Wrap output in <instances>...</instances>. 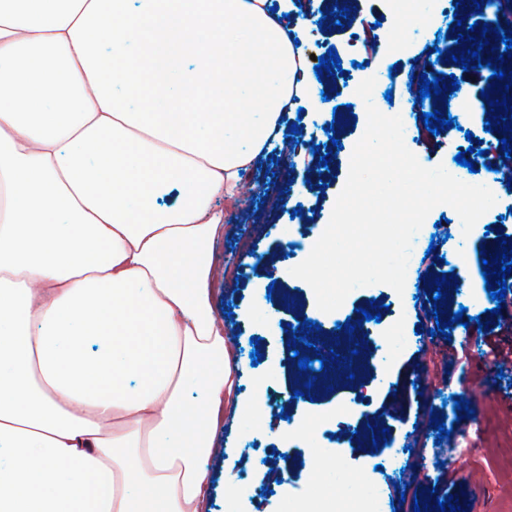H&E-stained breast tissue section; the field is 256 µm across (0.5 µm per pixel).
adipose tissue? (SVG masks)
<instances>
[{"mask_svg": "<svg viewBox=\"0 0 512 512\" xmlns=\"http://www.w3.org/2000/svg\"><path fill=\"white\" fill-rule=\"evenodd\" d=\"M272 5L0 0V512H211L224 406L261 404L212 313V202L313 87Z\"/></svg>", "mask_w": 512, "mask_h": 512, "instance_id": "adipose-tissue-1", "label": "adipose tissue"}]
</instances>
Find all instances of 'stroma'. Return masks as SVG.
I'll return each mask as SVG.
<instances>
[{
    "mask_svg": "<svg viewBox=\"0 0 512 512\" xmlns=\"http://www.w3.org/2000/svg\"><path fill=\"white\" fill-rule=\"evenodd\" d=\"M357 17L375 24L378 37L372 46L373 66L387 71L386 88L391 98H378L377 108L384 114L407 111L412 100L410 77L415 60L435 56L439 73H456L454 55L465 46L457 38L441 37L438 43L415 39V24L398 27L391 0H350ZM350 30L334 26L325 28L317 21L308 23L307 54L322 56L336 49L341 61L350 58L347 41ZM407 41L404 53L394 54L390 44ZM364 79L352 74L349 80L332 79L323 84L327 95L323 107L307 103L303 110L289 108L280 118L282 134L270 140L262 160L290 156L287 169L280 171L278 182L291 186L289 201H263L255 210L266 215L252 234L243 237L235 230V218L243 200H218L224 210V227L213 251L211 304L215 317L224 324V336L233 342L239 361L237 371L242 390H250L255 380H262L269 397L268 422L258 427L226 414L224 423L213 437L210 458L212 512H224L228 493H235L241 512H281L284 497L302 499L310 480L322 484V492L332 502L348 503L383 493L388 512H414L416 499L427 500L428 512H438L435 503L446 495L457 496L460 512H512V322L505 313L496 312L495 300L488 289H481L480 307H471V289L461 284L444 306L445 319H452L459 308H466L471 322L468 328H455L450 336L432 335L436 322L431 303L437 288L433 278L441 276L442 257L453 255L462 270L482 272L483 257L493 256L500 236L512 237V189L496 187V204L483 215L470 234H463L461 221L454 209L435 207L413 241L403 293L377 284L352 291L342 317L360 320L361 310L381 316L375 330L385 336L393 356L384 371V383L368 394L367 410L349 416L344 428L318 423L321 414L335 413L337 405L354 396L355 387L338 391L328 399L292 398L297 387L288 367V349L295 321L292 312L276 308L268 299V281L262 261L275 259L282 271L281 285L290 289L304 307L307 319L315 321L323 335H331L336 324L322 316L310 286L291 275L290 270L305 255L289 251L286 241L298 226L323 227L330 219L335 200L349 171L356 142L366 127V110L354 107V92ZM455 92L425 98L422 115L415 118L416 136L410 150L424 166L444 165L463 182L483 184L487 181V162L503 159L498 134L486 132L491 116L488 100H477L484 85L473 77L460 76ZM470 110V126L475 141L484 153L476 157L474 168H466L448 158L449 138L464 140L466 133L454 127L432 134L424 126V114L441 111L460 116ZM333 124L334 134L319 132L318 152L304 149L312 122ZM337 138L339 149L329 140ZM330 154L328 166L319 158ZM321 179L322 198L307 192L309 178ZM300 201L301 215H294L292 201ZM233 247L244 260L241 267L225 269L224 250ZM496 346L505 356L503 368L485 366L482 355L487 346ZM259 350L258 360H251L252 350ZM463 398L469 403L472 417L453 423L450 437L437 439L430 425L431 413H444V401ZM386 421H378L377 413ZM290 417L296 427L287 443L286 454H279L277 428L282 417ZM386 438L397 448L417 443L405 474L391 476L373 470L376 455L374 439ZM316 443L320 455L307 453L309 443ZM290 474L287 491L273 488L272 476L280 469Z\"/></svg>",
    "mask_w": 512,
    "mask_h": 512,
    "instance_id": "obj_1",
    "label": "stroma"
}]
</instances>
